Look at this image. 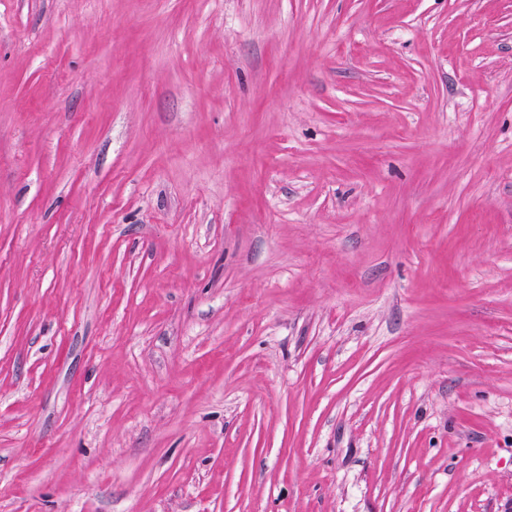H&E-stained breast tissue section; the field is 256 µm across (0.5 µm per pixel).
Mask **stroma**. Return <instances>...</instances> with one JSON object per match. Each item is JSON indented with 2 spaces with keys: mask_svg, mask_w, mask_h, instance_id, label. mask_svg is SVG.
Wrapping results in <instances>:
<instances>
[{
  "mask_svg": "<svg viewBox=\"0 0 512 512\" xmlns=\"http://www.w3.org/2000/svg\"><path fill=\"white\" fill-rule=\"evenodd\" d=\"M0 512H512V0H0Z\"/></svg>",
  "mask_w": 512,
  "mask_h": 512,
  "instance_id": "obj_1",
  "label": "stroma"
}]
</instances>
